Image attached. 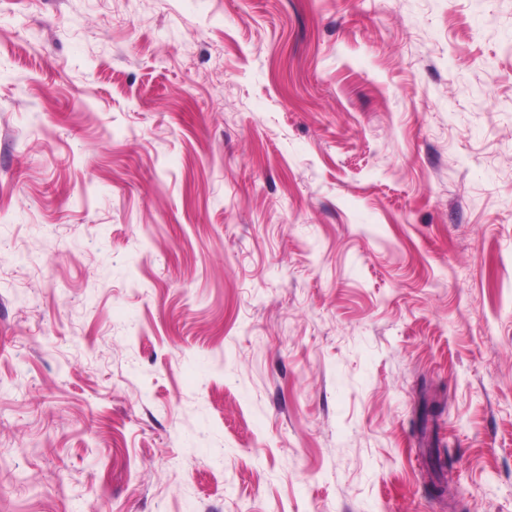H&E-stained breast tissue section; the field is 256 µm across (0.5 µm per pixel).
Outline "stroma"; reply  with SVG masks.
<instances>
[{"mask_svg": "<svg viewBox=\"0 0 512 512\" xmlns=\"http://www.w3.org/2000/svg\"><path fill=\"white\" fill-rule=\"evenodd\" d=\"M0 512H512V0H0Z\"/></svg>", "mask_w": 512, "mask_h": 512, "instance_id": "1", "label": "stroma"}]
</instances>
